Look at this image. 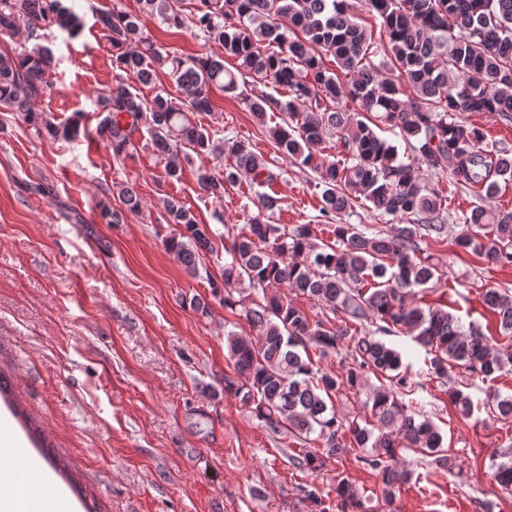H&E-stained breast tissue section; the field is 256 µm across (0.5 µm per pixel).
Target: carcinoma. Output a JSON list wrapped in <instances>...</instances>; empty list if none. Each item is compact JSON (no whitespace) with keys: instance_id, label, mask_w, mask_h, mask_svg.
<instances>
[{"instance_id":"carcinoma-1","label":"carcinoma","mask_w":512,"mask_h":512,"mask_svg":"<svg viewBox=\"0 0 512 512\" xmlns=\"http://www.w3.org/2000/svg\"><path fill=\"white\" fill-rule=\"evenodd\" d=\"M183 0H141L142 14L182 28L190 22L208 43L224 54L184 58L161 51L144 36L141 18L112 10L100 17L112 46L115 82L97 94L106 116L98 136L115 158L136 151L134 135L146 130L145 146L164 164L166 176L180 180L184 165L201 162L198 183L205 195L223 199L227 188L246 180L256 212L248 215V233L230 235L200 224L177 200L166 198V223L178 226L165 239L169 253L192 276L203 256L224 242L221 278L207 276L212 294L224 307L240 308L253 336L226 333L234 375L224 376V393L249 405L272 431L285 429L317 447L293 458L300 470H317L326 457L343 452L345 434L365 452L361 461L378 472L380 498L393 501L399 484L413 471L399 466L404 449L432 458L451 470L454 460L443 448L439 428L424 412L404 401L413 391L408 367L399 351L377 334L402 328L428 351L427 372L448 379L454 368L491 381L512 365V296L486 290L483 302L499 318L504 342L497 343L476 324L463 325L448 311L413 301L415 289L429 284L437 270L422 257L420 243L448 238V197L423 177L428 170L448 177V185L477 193L476 202L455 222L466 226L455 245L493 266L512 265V211H492L485 200L512 182V147H483L485 135L453 112H489L512 118V0H359L375 19L386 41L356 21L347 0H195L186 17ZM73 16L61 0H0V37L26 29L30 46L0 54V107L52 136L74 137L78 121L61 125L36 109L46 90L45 75L53 54L44 31L69 25ZM331 55L349 80L341 81L324 65ZM237 61L235 69L224 57ZM159 71L187 95L181 105L162 90L145 100L136 85L154 82ZM286 90L277 98L265 92L246 94L238 75ZM409 88L404 93L403 88ZM218 88L241 98L259 122L267 112L288 116L270 130L283 156L319 175V212L334 242L317 236L314 224H272L281 198L267 189L281 178L243 141L215 137L192 120L212 110L210 91ZM349 99L359 110L346 112ZM371 114L412 151L399 159L398 149L377 134ZM335 140L340 159L318 160L310 149ZM123 210L102 204L111 224L122 211L138 213L143 201L129 184L116 187ZM392 217L389 233L367 234L353 224L334 223L357 202ZM317 301L332 317H312L288 298V292ZM324 358L342 350L350 362L339 374L315 366L309 349ZM381 375L372 385L369 375ZM343 392L365 396L370 420L343 423L334 399ZM448 398L461 415L474 411L460 389ZM486 412L512 418V395L495 391ZM495 465L494 480L512 491V452ZM338 512H359L363 502L349 481L336 476Z\"/></svg>"}]
</instances>
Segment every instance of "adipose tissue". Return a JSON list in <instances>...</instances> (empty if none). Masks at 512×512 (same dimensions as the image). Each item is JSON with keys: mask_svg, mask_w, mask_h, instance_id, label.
<instances>
[{"mask_svg": "<svg viewBox=\"0 0 512 512\" xmlns=\"http://www.w3.org/2000/svg\"><path fill=\"white\" fill-rule=\"evenodd\" d=\"M0 454L23 457L29 474L25 495L0 494V512H71L65 494L52 486V477L39 459L26 455L22 443L11 433L0 435Z\"/></svg>", "mask_w": 512, "mask_h": 512, "instance_id": "ef3b65f1", "label": "adipose tissue"}]
</instances>
